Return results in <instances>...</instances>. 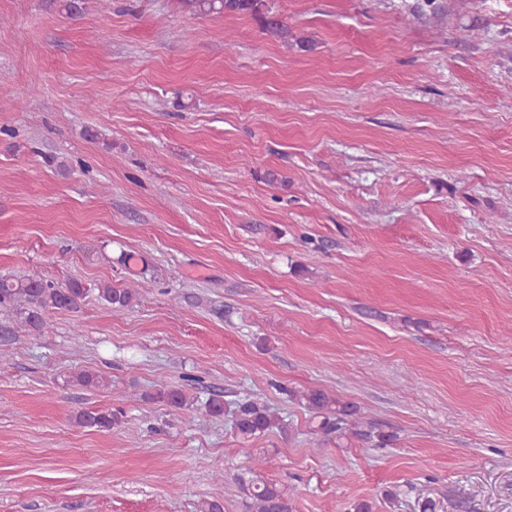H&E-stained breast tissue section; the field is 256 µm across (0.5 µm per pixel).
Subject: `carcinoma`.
Listing matches in <instances>:
<instances>
[{
    "instance_id": "carcinoma-1",
    "label": "carcinoma",
    "mask_w": 512,
    "mask_h": 512,
    "mask_svg": "<svg viewBox=\"0 0 512 512\" xmlns=\"http://www.w3.org/2000/svg\"><path fill=\"white\" fill-rule=\"evenodd\" d=\"M183 6L194 14H224L250 16L262 29L280 38L288 37V27L267 0H182ZM97 297L108 304L113 312L129 309L137 297L133 287H114L107 282L96 284ZM90 292V288L79 281L64 285L44 277L20 275L0 278V309L23 310L28 326L37 333L50 327L48 313L55 310L76 311ZM310 413L315 423V432L328 436L343 429L347 419L355 414V408L343 403L320 388H309L293 394ZM146 399L163 403L176 410H188L193 403L186 393L174 386L159 385ZM78 425L109 431L120 423L118 414L111 410L84 408L76 415ZM283 427L282 420L273 414L260 399H250L237 404L234 430L239 438L248 440ZM251 503L252 512H290L287 490L275 483L255 475L244 485Z\"/></svg>"
}]
</instances>
